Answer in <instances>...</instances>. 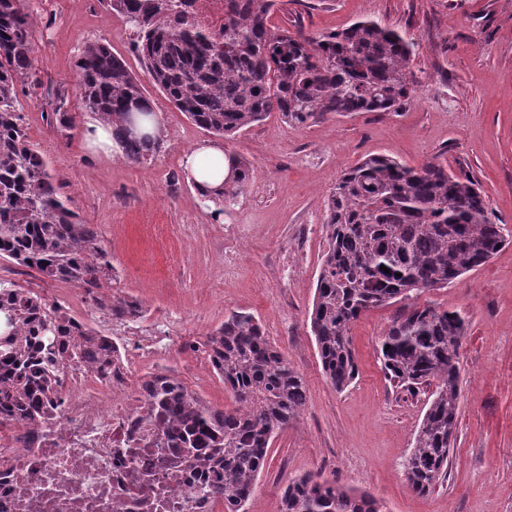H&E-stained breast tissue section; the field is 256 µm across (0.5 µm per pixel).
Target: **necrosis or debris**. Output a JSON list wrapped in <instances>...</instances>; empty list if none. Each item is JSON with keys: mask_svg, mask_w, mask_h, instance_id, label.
Returning <instances> with one entry per match:
<instances>
[{"mask_svg": "<svg viewBox=\"0 0 512 512\" xmlns=\"http://www.w3.org/2000/svg\"><path fill=\"white\" fill-rule=\"evenodd\" d=\"M112 339L119 360L110 378L67 364L60 408L35 425L0 419V512H224L195 484L212 475L208 449L180 460L135 379L159 357L162 337L132 320Z\"/></svg>", "mask_w": 512, "mask_h": 512, "instance_id": "necrosis-or-debris-1", "label": "necrosis or debris"}]
</instances>
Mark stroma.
I'll return each mask as SVG.
<instances>
[{
    "mask_svg": "<svg viewBox=\"0 0 512 512\" xmlns=\"http://www.w3.org/2000/svg\"><path fill=\"white\" fill-rule=\"evenodd\" d=\"M35 23L40 84L22 96L28 140L63 185L71 208L96 225L111 254L112 285L142 302L150 326L167 319L175 340L158 363L217 409L233 398L214 373L206 337L228 315L261 324L308 389L298 420L275 435L247 512H278L289 481L319 473L366 491L387 512H512V0H289L269 23L329 33L372 19L414 42L418 84L395 112L328 115L301 126L271 113L224 139V153L247 162L253 178L234 203L207 206L189 180L185 153L213 137L152 82L145 95L158 115L160 148L136 164L93 152L83 137L75 63L91 42L110 44L135 76L143 71L122 18L106 0H26ZM64 105L76 126L58 131ZM385 153L419 167L433 161L475 181L506 242L485 264L418 304L463 312L464 377L448 477L416 494L404 471L431 394L393 388L376 351L401 309L364 313L351 328L358 374L336 391L323 374L309 314L323 253L325 202L337 179L366 156ZM243 245L224 260V227ZM41 288L78 318L111 334L82 291Z\"/></svg>",
    "mask_w": 512,
    "mask_h": 512,
    "instance_id": "1",
    "label": "stroma"
}]
</instances>
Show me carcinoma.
Here are the masks:
<instances>
[{
    "label": "carcinoma",
    "instance_id": "carcinoma-1",
    "mask_svg": "<svg viewBox=\"0 0 512 512\" xmlns=\"http://www.w3.org/2000/svg\"><path fill=\"white\" fill-rule=\"evenodd\" d=\"M195 0H108L122 15L150 77L196 126L233 136L272 112L305 124L329 114L396 112L417 84L413 44L396 31L360 20L340 32L306 35L268 25L278 0H224V26L190 20ZM85 109L112 126L126 159L157 153L155 135L134 138L129 112L154 117L138 78L104 43L87 45L76 63ZM34 25L25 0H0V258L41 277L81 289L115 323L142 316V304L112 295V262L93 224L68 207L61 184L28 141L19 94L38 86ZM253 169L236 161L217 198L233 200ZM322 256L310 313L324 374L336 390L357 375L351 326L365 312L460 278L506 242L491 222L477 185L444 166L412 168L371 155L345 172L326 203ZM465 318L457 311L412 304L387 326L383 368L397 388L435 386L404 465L412 490L425 495L448 476L463 379L460 349ZM213 370L235 406L203 403L175 376L150 374L145 384L163 423L182 427L175 447L184 458L210 449L224 480L209 486L224 512H244L271 439L294 422L307 401L303 377L255 319L231 314L208 334ZM112 339L61 304L0 280V411L28 423L44 418L63 397L58 377L80 362L93 375L112 371ZM279 512H382L370 493H357L304 474L294 478Z\"/></svg>",
    "mask_w": 512,
    "mask_h": 512
}]
</instances>
